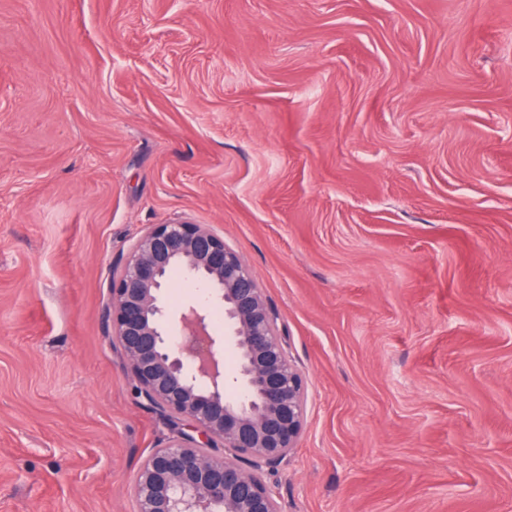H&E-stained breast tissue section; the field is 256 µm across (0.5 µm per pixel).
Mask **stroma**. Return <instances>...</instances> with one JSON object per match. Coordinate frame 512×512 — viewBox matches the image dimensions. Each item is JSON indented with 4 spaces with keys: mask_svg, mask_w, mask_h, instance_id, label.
I'll list each match as a JSON object with an SVG mask.
<instances>
[{
    "mask_svg": "<svg viewBox=\"0 0 512 512\" xmlns=\"http://www.w3.org/2000/svg\"><path fill=\"white\" fill-rule=\"evenodd\" d=\"M167 222L303 375L281 512H512V0H0V512H135L106 309Z\"/></svg>",
    "mask_w": 512,
    "mask_h": 512,
    "instance_id": "stroma-1",
    "label": "stroma"
}]
</instances>
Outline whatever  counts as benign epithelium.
Returning a JSON list of instances; mask_svg holds the SVG:
<instances>
[{
  "mask_svg": "<svg viewBox=\"0 0 512 512\" xmlns=\"http://www.w3.org/2000/svg\"><path fill=\"white\" fill-rule=\"evenodd\" d=\"M203 288V301L171 309L170 272ZM112 341L123 350L136 398L179 425L142 463L136 512H280L262 478L288 462L305 420L304 379L258 283L207 224H155L112 278ZM224 309V335L211 310ZM237 370L224 372V345ZM224 446L233 457L208 448Z\"/></svg>",
  "mask_w": 512,
  "mask_h": 512,
  "instance_id": "1",
  "label": "benign epithelium"
}]
</instances>
